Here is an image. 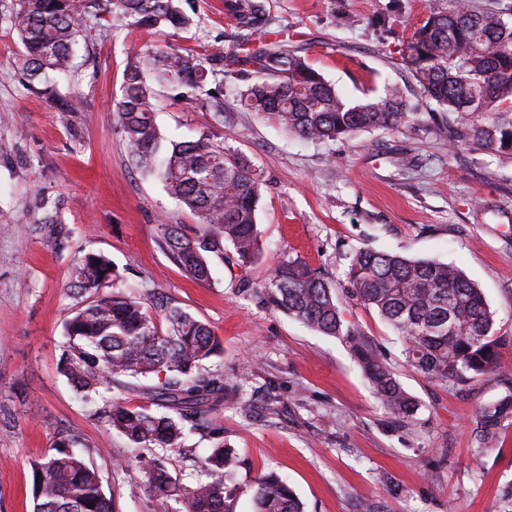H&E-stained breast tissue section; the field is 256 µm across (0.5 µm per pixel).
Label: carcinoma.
<instances>
[{
    "mask_svg": "<svg viewBox=\"0 0 512 512\" xmlns=\"http://www.w3.org/2000/svg\"><path fill=\"white\" fill-rule=\"evenodd\" d=\"M224 10L251 33L265 16L263 0H224ZM114 11L163 36L194 24L178 0H13L0 22L25 47L18 70L30 90L47 92L40 84L48 72L70 68L87 20ZM398 53L422 93L447 110L452 149L512 155V6L481 9L473 0H456L453 10L428 15ZM228 64L245 84L240 96L248 110L307 140L335 141L369 129L418 125V112L400 88L352 103L299 49L279 41L230 60L221 46L190 53L166 43L130 63L115 104L117 126L135 167L161 177L169 193L198 216L199 228L192 234L166 223L157 232L161 250L196 281L210 278L209 257L224 258L227 245L241 268L259 257L263 179L211 133L163 145L146 72L204 97L213 111L222 112L221 91L208 87V81ZM118 278L102 254L88 253L75 265L74 293L96 294L102 288L112 293L83 304L68 320L61 372L96 406L94 415L134 449L179 453L186 434L208 428L215 440L202 461L209 480L183 486L172 479L164 458L155 456L139 460L140 479L157 497L182 504V512H235L229 477L236 457L224 447V427L214 416L234 404L248 418L252 407L240 397L238 383L204 365L221 353V343L209 325L163 302L159 308L166 329L160 330L141 301L116 286ZM348 280L351 296L393 329L417 372L445 384H467L500 368L506 339L497 335L495 315L481 289L457 268L360 248L351 255ZM241 285V292L310 330L345 340L385 411L403 422L419 420L418 401L372 344L344 325L336 289L305 261L285 254L262 281L244 276ZM114 388L137 393L167 412L158 415L107 397ZM506 422L512 423V389L479 408L474 428L479 449L491 447ZM31 470L33 512H114L97 472L69 450V441H59L53 452L33 460ZM253 501L254 512H303L294 491L273 474L258 480Z\"/></svg>",
    "mask_w": 512,
    "mask_h": 512,
    "instance_id": "cac0c4a2",
    "label": "carcinoma"
}]
</instances>
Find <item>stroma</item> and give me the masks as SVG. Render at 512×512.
I'll return each instance as SVG.
<instances>
[{
    "label": "stroma",
    "mask_w": 512,
    "mask_h": 512,
    "mask_svg": "<svg viewBox=\"0 0 512 512\" xmlns=\"http://www.w3.org/2000/svg\"><path fill=\"white\" fill-rule=\"evenodd\" d=\"M262 38L298 46L308 62L350 100L399 86L416 105L421 128L377 129L327 143L302 140L245 109L243 82L217 75L224 112L154 85L162 136L181 140L211 131L264 179L257 211L258 261L241 270L212 259L211 278L195 282L159 248V221L195 231L198 217L163 183L131 163L116 127L131 57L163 43L189 50L246 48L224 0H183L195 24L162 37L121 15L85 26L69 75L49 91L23 85L24 47L0 27V512H31L30 462L60 439L72 442L101 479L116 512H173L136 478L124 437L97 419L61 374L65 326L81 300L69 283L85 253L117 266L124 291L149 315L164 296L207 323L223 344L208 369L239 379L253 406L218 414L237 464L236 512H253L258 479H285L305 512H353L369 500L394 512H512V424L496 447L477 455L479 407L512 388V156L468 147L449 151L438 123L448 117L400 64L398 49L433 11L453 0H266ZM65 227L51 243L47 218ZM368 247L454 265L482 288L507 340L502 366L469 386L446 385L410 367L374 309L350 296L346 270ZM303 258L336 289L342 318L386 353L403 387L420 403V423L405 425L375 402L340 338L313 333L237 291L241 277L261 281L282 253ZM281 402L267 407L268 389ZM185 454H166L173 478L205 479L207 432L186 438Z\"/></svg>",
    "instance_id": "stroma-1"
}]
</instances>
